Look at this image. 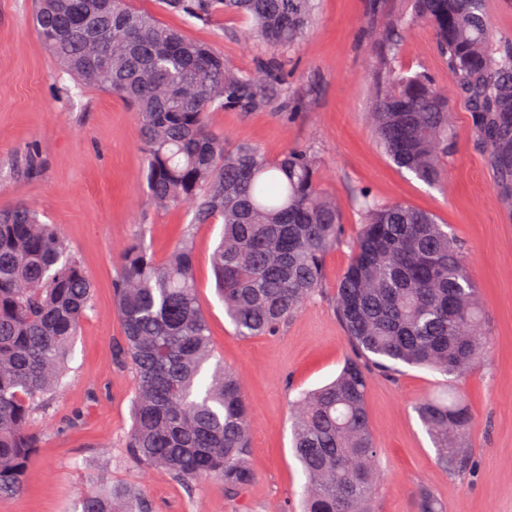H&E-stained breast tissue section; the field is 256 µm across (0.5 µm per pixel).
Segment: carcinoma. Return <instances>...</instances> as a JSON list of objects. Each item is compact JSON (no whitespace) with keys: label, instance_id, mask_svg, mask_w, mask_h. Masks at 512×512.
I'll list each match as a JSON object with an SVG mask.
<instances>
[{"label":"carcinoma","instance_id":"carcinoma-1","mask_svg":"<svg viewBox=\"0 0 512 512\" xmlns=\"http://www.w3.org/2000/svg\"><path fill=\"white\" fill-rule=\"evenodd\" d=\"M203 23L243 15L247 36L273 50L296 43L314 0H158ZM429 23L457 94L470 107L472 135L512 200V44L494 39L484 0H414ZM44 46L73 78L117 94L135 110L152 205H186L192 219L164 260L146 229L120 254L118 360L135 381L125 448L136 461L179 481L217 476L236 494L254 479L247 464L248 406L241 381L210 344L197 299L192 238L221 224L212 252L214 287L240 338L273 335L323 282L324 259L345 244L351 260L335 312L357 350L335 380L292 402L293 448L302 467L304 512H368L380 485L366 407L365 361L456 377L480 363L481 299L448 231L425 211L378 204L361 193L363 222L343 237L336 202L320 190L308 149L275 156L226 143L212 126L224 107L256 108L277 83L272 67L241 75L211 45L165 26L131 0H36ZM371 119L381 147L428 186L446 175L454 132L448 103L424 74L378 63ZM93 284L55 225L18 205L0 210V495L20 493L38 447L30 430L65 386ZM419 417L438 461L455 476L472 469L464 442L472 423L460 395L422 399ZM81 512H148L137 495L100 486Z\"/></svg>","mask_w":512,"mask_h":512}]
</instances>
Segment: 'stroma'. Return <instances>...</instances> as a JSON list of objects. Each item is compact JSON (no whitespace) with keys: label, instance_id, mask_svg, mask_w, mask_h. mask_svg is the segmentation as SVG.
I'll return each instance as SVG.
<instances>
[{"label":"stroma","instance_id":"1","mask_svg":"<svg viewBox=\"0 0 512 512\" xmlns=\"http://www.w3.org/2000/svg\"><path fill=\"white\" fill-rule=\"evenodd\" d=\"M377 2L386 13H412L411 0H315L303 38L277 53L246 37L244 18L202 23L160 11L157 0H133L136 8L159 13L168 27L211 44L241 74L265 65L277 69L280 84L269 104L214 112L212 124L232 141L271 154L313 150L320 188L335 200L346 236L358 230L363 189L378 203H404L449 226L479 288L487 355L456 382L420 368L391 375L371 369L367 406L384 480L369 510L417 512L424 489L442 512H512V203L500 197L473 140L467 103L451 93L432 27L412 20L384 37L372 20ZM33 6L34 0H0V209L25 204L58 228L94 284L95 310L81 325L54 410L31 422L41 441L28 482L21 493L0 496V512H76L91 477L135 490L150 512H300L302 477L291 448L289 401L334 379L355 353L332 307L348 247L326 256L321 291L283 329L243 339L233 335L214 291L211 254L221 227L199 225L198 298L216 353L245 386L255 480L235 495L217 478L186 488L133 460L125 439L134 384L115 360L123 338L112 288L119 253L143 224L147 244L164 259L189 218L184 210L161 211L148 202L133 108L120 96L77 88L37 36ZM388 44L396 67L427 73L448 97L455 140L442 188L397 169L377 144L368 119L373 63ZM451 383L473 419L467 446L474 470L463 476L437 464L414 410L421 398Z\"/></svg>","mask_w":512,"mask_h":512}]
</instances>
